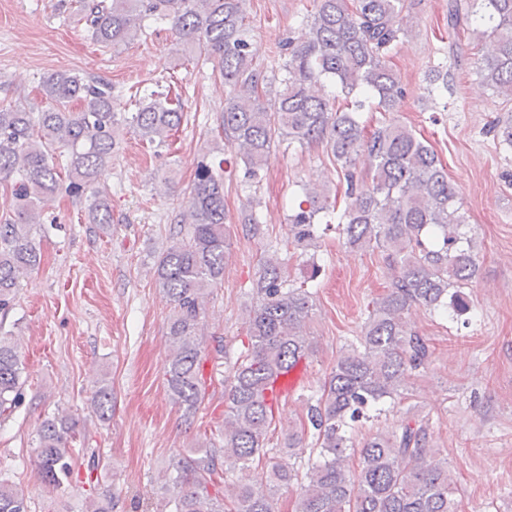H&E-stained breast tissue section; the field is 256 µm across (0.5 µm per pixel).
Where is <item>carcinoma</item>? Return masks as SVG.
I'll return each mask as SVG.
<instances>
[{
    "label": "carcinoma",
    "instance_id": "carcinoma-1",
    "mask_svg": "<svg viewBox=\"0 0 512 512\" xmlns=\"http://www.w3.org/2000/svg\"><path fill=\"white\" fill-rule=\"evenodd\" d=\"M246 0H80L90 39L117 48L136 39L147 19L170 20L178 38L213 64L224 85L222 128L245 179L260 183L273 147L281 142L324 145L346 183L345 206L332 210L325 190L304 189L288 216L292 244L315 279L321 266L308 248L319 238L320 215H336L347 248H380L391 270L386 294L368 307L362 332L346 342L316 393L306 399L301 429L315 438L316 457L305 472L288 447H269L274 406L264 391L279 371L308 361L307 334L313 294L288 280L284 260L268 255L253 288L256 304L247 320L248 347L224 379V446L188 448L166 470L159 512H276L279 491L293 482L300 492L294 512H460L448 461L429 446L428 420L412 417L395 430L371 434L350 464L352 431L371 410L404 396L411 376L431 364L432 351L408 321L418 307L431 313L469 310L463 288L478 272L479 253L469 235L456 187L433 149L392 117L404 98L387 64L391 46L411 37L405 0H318L303 18L307 38L280 44L279 62L264 71L253 64ZM471 16L492 47L482 59L485 82L512 101V0H472ZM340 87L344 102L326 91ZM40 92L50 107L0 104V314L12 308L20 280L41 265L33 232L43 224L40 203L63 181L80 199L91 191L88 223H112L107 196L93 189L99 170L129 129L153 147L179 129L178 98L135 100L133 112L117 109L112 84L67 71L45 73ZM366 109L386 114L369 131ZM375 161L371 176L356 160ZM224 159L208 154L197 168L189 209L173 218L172 245L155 261V283L173 304L167 324L166 386L193 422L204 402L206 354L225 355L224 337L206 331L210 289L224 280ZM18 344L0 332V416L22 398ZM112 389L101 388L93 411L105 417ZM76 424L57 413L38 430V463L44 481L57 486L72 473ZM254 462L268 468L260 487L239 485L233 472ZM0 512H30L28 497L0 479Z\"/></svg>",
    "mask_w": 512,
    "mask_h": 512
}]
</instances>
